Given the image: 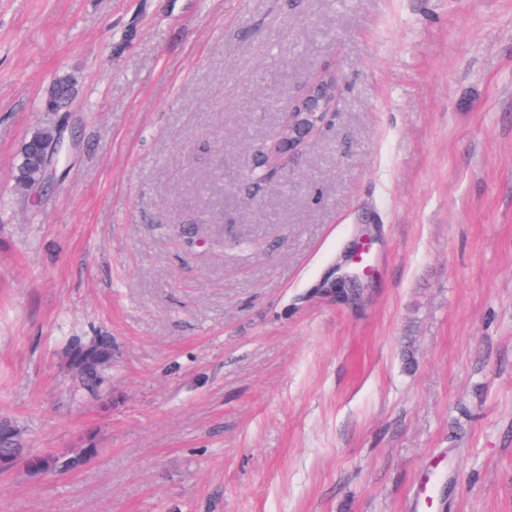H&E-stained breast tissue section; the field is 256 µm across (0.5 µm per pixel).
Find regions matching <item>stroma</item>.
Listing matches in <instances>:
<instances>
[{
    "label": "stroma",
    "mask_w": 512,
    "mask_h": 512,
    "mask_svg": "<svg viewBox=\"0 0 512 512\" xmlns=\"http://www.w3.org/2000/svg\"><path fill=\"white\" fill-rule=\"evenodd\" d=\"M324 69L331 123L249 195ZM368 215V301L320 297ZM99 334L102 400L61 404ZM1 417L98 454L0 512H512V0H0ZM49 129L51 130L52 137L43 144L42 148L39 140L34 135L29 141V143L35 146L29 159L30 170L33 173H38V176L32 180H22L17 184L19 187L30 191L31 198L33 199L41 198L42 193L48 190L49 179L64 156L65 124L61 121Z\"/></svg>",
    "instance_id": "35a3bbf8"
}]
</instances>
